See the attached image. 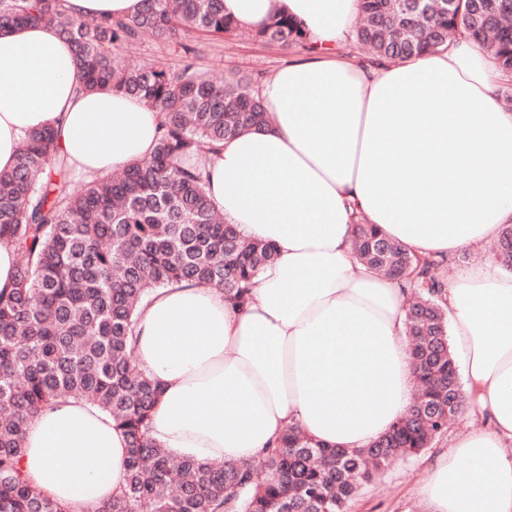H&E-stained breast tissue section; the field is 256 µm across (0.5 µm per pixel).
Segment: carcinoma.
Returning <instances> with one entry per match:
<instances>
[{"label": "carcinoma", "instance_id": "obj_1", "mask_svg": "<svg viewBox=\"0 0 512 512\" xmlns=\"http://www.w3.org/2000/svg\"><path fill=\"white\" fill-rule=\"evenodd\" d=\"M361 12L352 37L374 57L435 53L464 32L512 76V0H454L450 8L444 0H361ZM30 22L53 24L71 42L83 87L140 97L163 119L151 158L116 180L75 186L48 129L28 133L15 167L0 172V238L18 255L15 288L0 295V512H68L20 469L29 420L68 396L109 412L129 439L125 486L95 512H348L392 461L425 452L448 431L458 411L448 409L447 384L458 375L443 303L447 258L417 256L360 224L359 258L399 270L416 295L406 310L417 388L409 412L359 450L314 444L289 427L257 467L178 457L153 442L148 424L160 388L134 361L135 311L151 290L185 280L248 300L275 249L224 223L202 167L224 141L260 128L265 107L241 78L220 84L188 61L156 68L114 55L146 35L165 42L231 32L224 0H141L127 20L92 21L71 17L64 0H0V30ZM255 38L307 45V33L286 17Z\"/></svg>", "mask_w": 512, "mask_h": 512}]
</instances>
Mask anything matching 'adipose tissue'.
Instances as JSON below:
<instances>
[{"instance_id": "adipose-tissue-1", "label": "adipose tissue", "mask_w": 512, "mask_h": 512, "mask_svg": "<svg viewBox=\"0 0 512 512\" xmlns=\"http://www.w3.org/2000/svg\"><path fill=\"white\" fill-rule=\"evenodd\" d=\"M238 27L287 15L311 39L259 94L262 129L207 166L225 223L273 244L253 297L183 281L152 290L134 324L138 367L161 396L149 437L204 461L258 464L287 427L367 448L412 405L408 292L363 265L357 223L419 255L483 252L512 224V111L505 78L467 37L401 63L339 54L359 0H224ZM72 45L50 24L0 31V172L25 136L49 129L82 177L149 159L161 114L107 88L81 89ZM450 343L474 425L431 461L428 512H512V268L489 258L449 281ZM23 473L68 512H94L124 486L128 438L82 398L38 411Z\"/></svg>"}]
</instances>
